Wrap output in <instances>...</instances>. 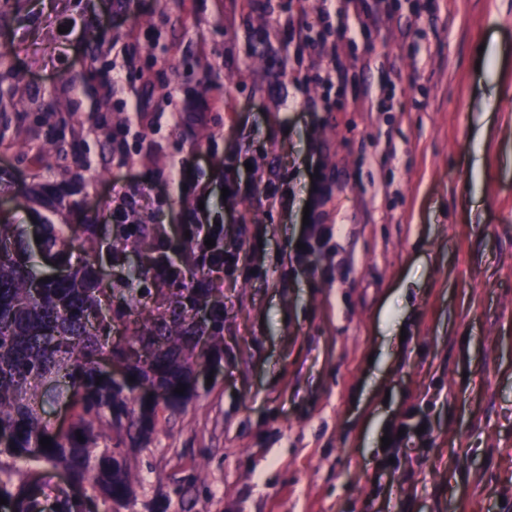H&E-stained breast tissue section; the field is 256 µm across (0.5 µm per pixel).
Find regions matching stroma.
Segmentation results:
<instances>
[{"mask_svg":"<svg viewBox=\"0 0 512 512\" xmlns=\"http://www.w3.org/2000/svg\"><path fill=\"white\" fill-rule=\"evenodd\" d=\"M275 2L282 72L249 59L236 0H28L7 20L10 63L67 110L66 142L93 155L100 126L128 128L125 160L76 187L111 226L112 252L79 241L73 255L100 271L113 307L143 253L113 208L162 227L180 265L195 260L179 249L188 211L232 236L267 226L251 259L269 275L225 287L223 350L201 360L212 382L132 451L140 482L124 512H512V0L428 12L398 0L365 33L356 0L293 16ZM91 23L124 76L108 112L60 90ZM187 57L217 93L177 108ZM337 69L347 82L305 80ZM386 77L387 108H368L362 90ZM140 102L162 117L157 148L133 123ZM30 168L25 149L0 153V206L31 233L15 199ZM228 174L248 192L222 199ZM283 175L291 205L266 213L261 188ZM308 222L332 229L313 274L290 258ZM400 425L410 454L382 467L381 439Z\"/></svg>","mask_w":512,"mask_h":512,"instance_id":"1","label":"stroma"}]
</instances>
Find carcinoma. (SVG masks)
I'll return each instance as SVG.
<instances>
[{"mask_svg":"<svg viewBox=\"0 0 512 512\" xmlns=\"http://www.w3.org/2000/svg\"><path fill=\"white\" fill-rule=\"evenodd\" d=\"M242 14L262 20L274 12L273 0H238ZM86 44L81 69L65 73L61 86L80 88L92 111L109 112L112 90L96 81L107 70L99 65V35L83 34ZM0 52V152H8L19 139L10 132L11 118L40 114L52 130L45 140L27 141L32 162L31 185L21 191L27 198L40 181L72 185L85 179L88 159L69 162L62 149L66 123L57 118L54 97L32 91L24 77ZM70 224L39 225L37 251L45 261L64 264L68 273L41 281L25 231L16 224H0V457L21 458L38 466L60 467L77 480V488L62 491L58 512H98V500L128 498L138 476L129 451L120 444L148 439L159 413L180 411L196 394L202 372L198 344L206 338L211 352L222 349L224 299L192 288L195 301L211 305L210 323H199L180 301L148 318L131 340L112 339V296L101 286L96 272L83 260L71 262L73 243L95 233L82 202L69 203ZM136 354L130 375L134 381H116L100 367L109 358ZM102 378L96 382V378ZM61 388L72 407L71 426L60 435L45 421L39 387L47 381ZM182 394L175 393L179 385ZM157 385L167 396L157 402L138 400L134 387ZM84 441H78V436ZM51 440L42 448L40 439ZM0 496L14 512H43L39 482L14 484L11 473L0 468Z\"/></svg>","mask_w":512,"mask_h":512,"instance_id":"carcinoma-1","label":"carcinoma"}]
</instances>
